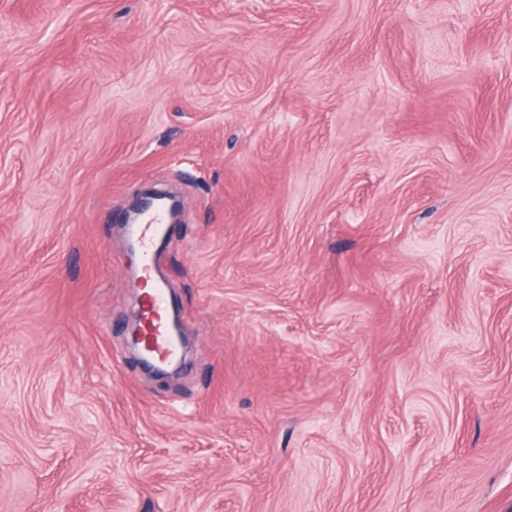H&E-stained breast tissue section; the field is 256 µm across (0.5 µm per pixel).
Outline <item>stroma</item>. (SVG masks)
Here are the masks:
<instances>
[{
  "instance_id": "obj_1",
  "label": "stroma",
  "mask_w": 512,
  "mask_h": 512,
  "mask_svg": "<svg viewBox=\"0 0 512 512\" xmlns=\"http://www.w3.org/2000/svg\"><path fill=\"white\" fill-rule=\"evenodd\" d=\"M0 512H512V0H0ZM166 224L165 207L151 201L143 210L137 222L131 226V235L139 246L144 277L152 283V293L146 295L147 343L151 355L160 362L174 363L179 359L178 343L169 336L162 317L158 314L157 303L164 298L160 279L154 273L152 264L157 240Z\"/></svg>"
}]
</instances>
